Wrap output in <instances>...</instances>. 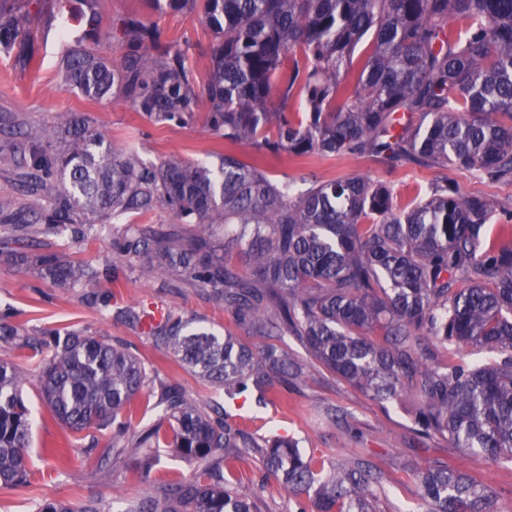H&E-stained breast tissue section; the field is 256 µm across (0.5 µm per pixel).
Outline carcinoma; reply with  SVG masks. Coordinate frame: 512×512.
<instances>
[{"label": "carcinoma", "mask_w": 512, "mask_h": 512, "mask_svg": "<svg viewBox=\"0 0 512 512\" xmlns=\"http://www.w3.org/2000/svg\"><path fill=\"white\" fill-rule=\"evenodd\" d=\"M162 1L174 10L201 7L214 35L207 123L225 145L247 143L256 154L226 153L217 172L178 158L156 165L117 154L85 112L30 126L22 187L45 207L37 225L17 201L0 198V248L22 268L106 305L111 295L102 285L118 279L112 263L37 252L36 239L68 232L84 241L91 216L164 205L198 233L186 240L123 224L111 245L125 261L211 288L248 332L296 337L373 399L410 406L420 436L512 463V240L487 244L493 204L462 194L446 176L429 197L401 208L383 181L347 177L295 194L267 171L285 155L304 163L354 153L389 166L406 160L512 179V0H154ZM26 5L0 0V48L30 65ZM119 31L131 50L118 62L69 48L64 86L96 102L122 96L155 123L191 116L198 91L186 65L189 41L164 38L135 17L122 19ZM367 35L370 45L356 60ZM142 46L151 53H140ZM294 98L305 111L289 110ZM215 224L238 228L222 254L211 237ZM118 316L143 325L134 309ZM145 330L229 396L264 394L304 374L273 346L255 350L171 312ZM0 340L37 361L38 392L73 433L131 428L132 400L149 376L123 344L78 330L30 337L4 323ZM431 341L497 359L442 363ZM23 381L15 362L0 360L1 489L29 484L32 415ZM158 405L168 430L144 429L130 447L143 460L175 448L198 469L129 499L121 512H259L254 489L232 479L248 455L296 512H375V474L306 455L292 440L249 438L223 404L205 411L176 385L164 387ZM418 480L426 512H497L492 493L469 475L427 468ZM36 512L108 510L44 500Z\"/></svg>", "instance_id": "1"}]
</instances>
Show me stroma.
<instances>
[{"instance_id": "obj_1", "label": "stroma", "mask_w": 512, "mask_h": 512, "mask_svg": "<svg viewBox=\"0 0 512 512\" xmlns=\"http://www.w3.org/2000/svg\"><path fill=\"white\" fill-rule=\"evenodd\" d=\"M100 36L93 51L119 56L127 45L114 37L119 20L137 16L160 28L165 35L187 37L190 47L187 65L196 77L210 66L213 34L198 13L188 10H157L152 0H96ZM65 18L50 8V0H33L30 27L38 58L36 66H23L14 57L0 55V141L19 142V128L52 124L67 112L90 113L99 131L119 153H134L154 163L178 157L190 163L202 162L218 169L224 143L206 124L210 109L207 97H200L194 116L184 122L156 124L127 99L115 97L93 102L61 85L63 52L61 31ZM276 180H289L296 191L309 188L310 178L322 181L365 176L387 182L399 205L405 206L423 195L441 178H449L466 195H480L493 201L495 225L512 224V181L493 182L475 171L427 170L411 162L395 166L360 155L340 154L313 157L305 164L284 162L274 165ZM113 229L94 224L93 240L82 243L69 235L50 237L52 250L92 265L113 262L120 274V286L113 289L110 310L87 304L78 288L53 286L35 274L18 269L8 252L0 251V322L37 335L48 328L78 329L108 342H122L144 363L150 385L136 398V429L156 425L157 403L163 386L181 387L201 407L219 401L230 420L253 437L282 436L298 442L300 448L317 457L359 466L380 476L375 503L377 512H424L425 503L418 481L420 471L444 466L473 476L491 491L498 512H512V463H494L452 447L442 437L424 439L413 431L410 407L382 404L362 390L319 364L292 336H248L255 349L273 345L306 366L305 375L276 386L265 403L257 394L245 392V407L187 370L173 356L159 350L143 329L114 319L118 308L150 311L160 306L193 322L194 326L217 335L238 334L223 300L198 283L169 274L158 276L146 266L129 265L111 249ZM27 381L23 395L35 414L29 466L30 485L0 490V512H35L38 500L50 499L81 507L101 500L110 504L152 491L154 483L190 476L195 464L181 458L174 449H159L150 468V480L135 483L130 471L136 458L116 455L111 430L90 431L76 437L60 424L42 403L37 391L35 362L24 365ZM258 490L260 512H288V498L274 479L263 476L253 458L236 473Z\"/></svg>"}]
</instances>
